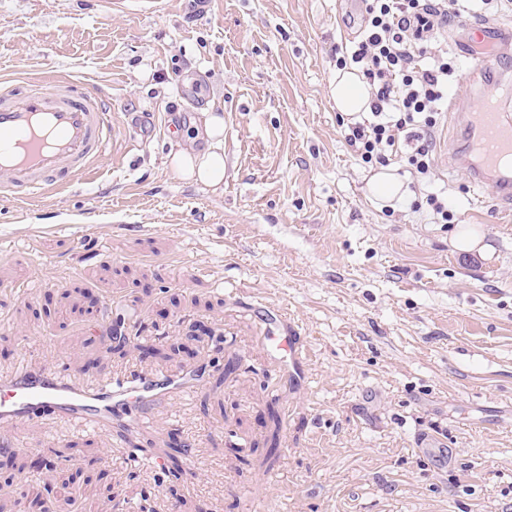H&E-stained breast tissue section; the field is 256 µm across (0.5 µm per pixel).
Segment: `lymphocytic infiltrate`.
Returning a JSON list of instances; mask_svg holds the SVG:
<instances>
[{
	"label": "lymphocytic infiltrate",
	"mask_w": 512,
	"mask_h": 512,
	"mask_svg": "<svg viewBox=\"0 0 512 512\" xmlns=\"http://www.w3.org/2000/svg\"><path fill=\"white\" fill-rule=\"evenodd\" d=\"M363 29L338 69L356 65L372 89L369 116L351 122L345 140L359 160L389 166L404 156L429 176L441 104L456 67L447 52L429 53L438 29L477 15L492 0H364Z\"/></svg>",
	"instance_id": "lymphocytic-infiltrate-1"
}]
</instances>
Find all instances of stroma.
I'll return each mask as SVG.
<instances>
[{"label":"stroma","mask_w":512,"mask_h":512,"mask_svg":"<svg viewBox=\"0 0 512 512\" xmlns=\"http://www.w3.org/2000/svg\"><path fill=\"white\" fill-rule=\"evenodd\" d=\"M358 17L350 0H0V91L71 80L112 113L89 180L0 197V376L27 338L87 384L200 376L139 429L7 428L0 512L47 484L49 512H512V210L450 167L467 139L445 113L431 176L394 161L408 199L372 203L330 96ZM209 110L216 189L165 162ZM439 191L481 249L411 210ZM260 303L307 340L304 390L276 381Z\"/></svg>","instance_id":"obj_1"}]
</instances>
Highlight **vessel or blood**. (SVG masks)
<instances>
[{
  "mask_svg": "<svg viewBox=\"0 0 512 512\" xmlns=\"http://www.w3.org/2000/svg\"><path fill=\"white\" fill-rule=\"evenodd\" d=\"M450 44L471 63L465 96L448 106L475 152L469 176L477 184H494L496 198L512 204V99L482 81L484 74L512 68V26L482 22L454 32ZM110 122L102 99L72 94L66 80L48 85L33 79L1 93L0 189L28 201L37 191L88 175L105 152ZM265 340L292 383L305 386L303 338L289 329L282 336L266 334ZM194 380L191 373H160L87 385L59 366L28 364L0 377V425L58 418L108 432L118 416L130 426L145 422L168 399L192 391Z\"/></svg>",
  "mask_w": 512,
  "mask_h": 512,
  "instance_id": "1",
  "label": "vessel or blood"
}]
</instances>
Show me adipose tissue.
<instances>
[{"label":"adipose tissue","mask_w":512,"mask_h":512,"mask_svg":"<svg viewBox=\"0 0 512 512\" xmlns=\"http://www.w3.org/2000/svg\"><path fill=\"white\" fill-rule=\"evenodd\" d=\"M337 111L357 114L370 109L371 93L357 73L340 71L331 87ZM224 120L217 114L204 115L195 136L183 137L171 144L168 155L171 169L182 179L206 186H219L224 180ZM204 141V149H195L196 141Z\"/></svg>","instance_id":"adipose-tissue-1"}]
</instances>
